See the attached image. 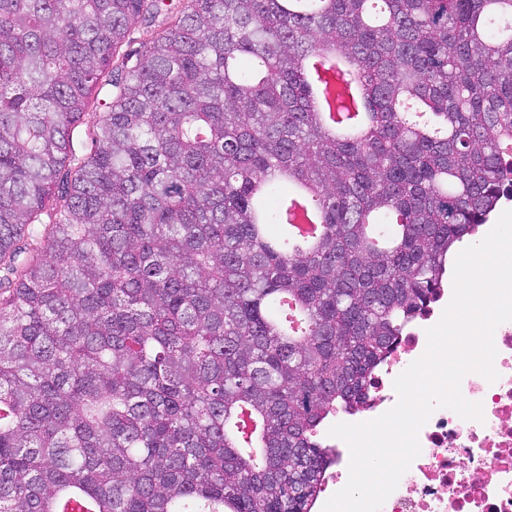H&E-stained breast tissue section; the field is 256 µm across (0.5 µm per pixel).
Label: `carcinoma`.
<instances>
[{
  "instance_id": "obj_1",
  "label": "carcinoma",
  "mask_w": 512,
  "mask_h": 512,
  "mask_svg": "<svg viewBox=\"0 0 512 512\" xmlns=\"http://www.w3.org/2000/svg\"><path fill=\"white\" fill-rule=\"evenodd\" d=\"M169 12L0 0V512H313L500 202L512 0H186L119 60ZM338 60L362 124L309 92ZM162 27L161 18H159L154 24L137 25L131 31L130 42L123 45L120 49V56L124 54H130V57L132 56L129 66L136 64L137 58L140 56L139 52L152 44ZM452 281L448 288H440L428 311L413 322L402 336L393 353L374 370L373 383L368 390L364 408L359 412L336 411V423H363L378 418L391 409L398 400L393 380L426 351V330L435 325L452 296ZM333 447L336 448V464L333 469L326 476L322 485L321 494L322 496L316 499L317 512H323V508L328 499L338 490H340L347 483L348 480V465L350 461V451L347 444L338 439L332 437L331 440L327 441ZM318 500V501H317Z\"/></svg>"
}]
</instances>
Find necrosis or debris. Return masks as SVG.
<instances>
[{"label":"necrosis or debris","mask_w":512,"mask_h":512,"mask_svg":"<svg viewBox=\"0 0 512 512\" xmlns=\"http://www.w3.org/2000/svg\"><path fill=\"white\" fill-rule=\"evenodd\" d=\"M451 296V289H440L428 311L374 370L363 409L337 410V421L367 422L396 404L395 377L424 354L426 331L439 321ZM493 341L498 379L471 373L461 382L463 396L482 403V420L435 410L418 433L419 456L381 512H512V321L495 329Z\"/></svg>","instance_id":"necrosis-or-debris-1"}]
</instances>
